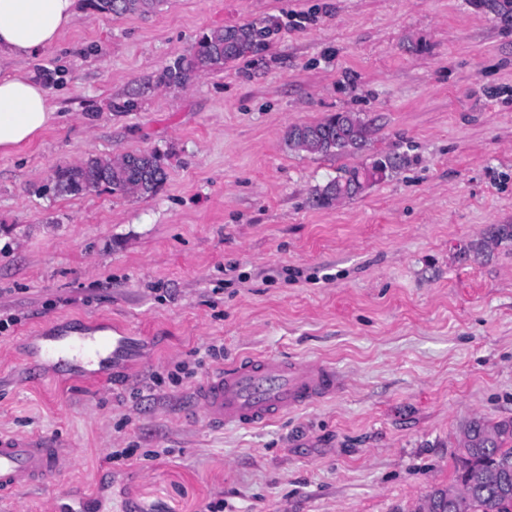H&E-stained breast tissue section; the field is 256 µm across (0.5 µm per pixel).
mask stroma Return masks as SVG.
<instances>
[{
    "label": "stroma",
    "mask_w": 512,
    "mask_h": 512,
    "mask_svg": "<svg viewBox=\"0 0 512 512\" xmlns=\"http://www.w3.org/2000/svg\"><path fill=\"white\" fill-rule=\"evenodd\" d=\"M278 30L181 88L163 70L211 29ZM8 67L56 106L0 155V430L54 434L78 462L0 512H415L453 483L469 420L512 418V15L480 0H164L113 16L76 0L57 44ZM349 111L358 153L287 145ZM156 150L151 197L54 194L60 164ZM401 166L326 208L343 168ZM107 326L103 387L27 366L36 338ZM319 360L336 397L260 427H213L193 390L216 364Z\"/></svg>",
    "instance_id": "obj_1"
}]
</instances>
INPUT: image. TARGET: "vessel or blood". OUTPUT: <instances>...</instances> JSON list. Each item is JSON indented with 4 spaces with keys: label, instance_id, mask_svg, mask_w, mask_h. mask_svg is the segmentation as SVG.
I'll return each mask as SVG.
<instances>
[{
    "label": "vessel or blood",
    "instance_id": "1",
    "mask_svg": "<svg viewBox=\"0 0 512 512\" xmlns=\"http://www.w3.org/2000/svg\"><path fill=\"white\" fill-rule=\"evenodd\" d=\"M123 343L120 336H45L33 353L49 362L73 364L83 377L104 382L112 375ZM341 384L329 364L248 355L200 382L195 404L210 425L255 427L315 405L334 395ZM76 462L66 442L57 436L0 431L1 494L52 485Z\"/></svg>",
    "mask_w": 512,
    "mask_h": 512
}]
</instances>
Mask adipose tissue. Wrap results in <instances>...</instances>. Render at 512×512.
Listing matches in <instances>:
<instances>
[{
	"mask_svg": "<svg viewBox=\"0 0 512 512\" xmlns=\"http://www.w3.org/2000/svg\"><path fill=\"white\" fill-rule=\"evenodd\" d=\"M75 0H0V59L57 43L74 21ZM55 119L51 94L27 73H0V154L31 143Z\"/></svg>",
	"mask_w": 512,
	"mask_h": 512,
	"instance_id": "adipose-tissue-1",
	"label": "adipose tissue"
}]
</instances>
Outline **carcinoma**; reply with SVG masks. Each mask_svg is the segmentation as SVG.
Listing matches in <instances>:
<instances>
[{"instance_id": "obj_1", "label": "carcinoma", "mask_w": 512, "mask_h": 512, "mask_svg": "<svg viewBox=\"0 0 512 512\" xmlns=\"http://www.w3.org/2000/svg\"><path fill=\"white\" fill-rule=\"evenodd\" d=\"M162 0H96L97 8L109 14H146ZM277 24L229 26L203 34L193 54L176 59L162 76L168 87L185 85L193 77L218 72L224 65L247 54H257L269 45ZM367 129L352 112H337L316 123L294 125L288 133L292 149L323 157L362 149ZM398 157L386 155L362 167L345 168L342 174L316 189L313 202L329 206L352 198L365 185L386 177L395 168ZM166 178L164 158L156 151L130 153L117 165L110 156H90L79 164L58 166L53 180L57 192L80 196L100 186L114 193L134 185L137 194L149 197ZM463 456L455 482L448 488L433 489L427 497L428 508L417 512H512V472H504L500 463L512 461V419L489 421L471 419L463 429Z\"/></svg>"}]
</instances>
